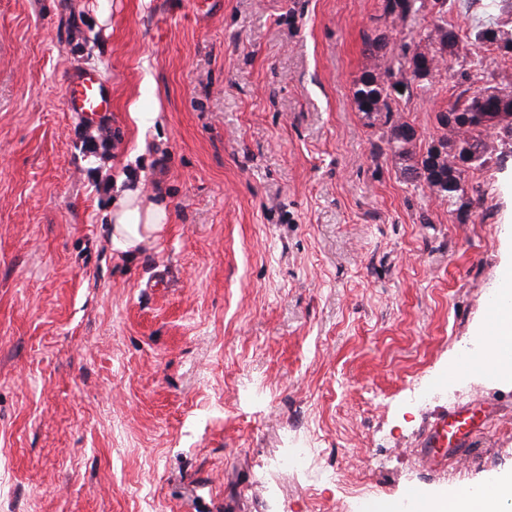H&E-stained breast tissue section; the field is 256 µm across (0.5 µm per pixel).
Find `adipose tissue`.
<instances>
[{"label":"adipose tissue","instance_id":"adipose-tissue-1","mask_svg":"<svg viewBox=\"0 0 512 512\" xmlns=\"http://www.w3.org/2000/svg\"><path fill=\"white\" fill-rule=\"evenodd\" d=\"M110 242L114 251L134 255L144 243L158 239L167 214L155 206H142L135 192H126L112 213ZM419 512H512V473L500 472L474 486L470 495L454 491L418 493Z\"/></svg>","mask_w":512,"mask_h":512}]
</instances>
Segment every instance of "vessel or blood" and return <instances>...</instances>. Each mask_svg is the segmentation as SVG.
<instances>
[{
    "instance_id": "obj_1",
    "label": "vessel or blood",
    "mask_w": 512,
    "mask_h": 512,
    "mask_svg": "<svg viewBox=\"0 0 512 512\" xmlns=\"http://www.w3.org/2000/svg\"><path fill=\"white\" fill-rule=\"evenodd\" d=\"M65 104L84 121L95 123L112 109V87L92 69H78L67 77ZM494 414L480 401L457 407L432 422L424 432L420 446L429 468L441 469L448 462L466 459L476 438L492 422Z\"/></svg>"
}]
</instances>
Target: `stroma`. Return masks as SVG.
Wrapping results in <instances>:
<instances>
[{
    "mask_svg": "<svg viewBox=\"0 0 512 512\" xmlns=\"http://www.w3.org/2000/svg\"><path fill=\"white\" fill-rule=\"evenodd\" d=\"M378 33L382 0H0V512H347L512 471V380L446 376L512 268V147L464 218L407 183L353 101ZM77 68L112 86L109 157ZM456 92L408 104L419 146ZM129 189L168 214L131 257ZM476 398L499 421L428 468ZM65 104L86 122L95 124L112 112V86L93 69H77L67 77ZM85 140L83 146L88 153L97 154L102 150V156H106L112 148L111 131L105 119H102L97 126V135L88 133L90 126L84 128ZM494 416L480 400L470 401L441 415L427 427L421 438V453L427 466L437 470L446 467L448 462L466 459L475 439Z\"/></svg>",
    "mask_w": 512,
    "mask_h": 512,
    "instance_id": "35a3bbf8",
    "label": "stroma"
}]
</instances>
